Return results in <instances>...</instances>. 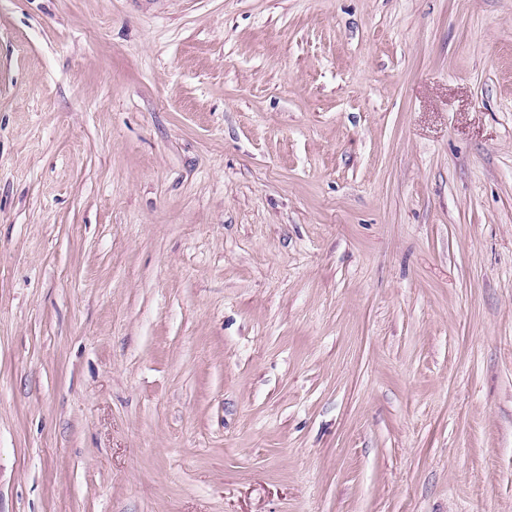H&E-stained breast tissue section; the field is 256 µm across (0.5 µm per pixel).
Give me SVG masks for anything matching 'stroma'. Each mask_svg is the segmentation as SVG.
<instances>
[{"mask_svg":"<svg viewBox=\"0 0 512 512\" xmlns=\"http://www.w3.org/2000/svg\"><path fill=\"white\" fill-rule=\"evenodd\" d=\"M0 512H512V0H0Z\"/></svg>","mask_w":512,"mask_h":512,"instance_id":"1","label":"stroma"}]
</instances>
